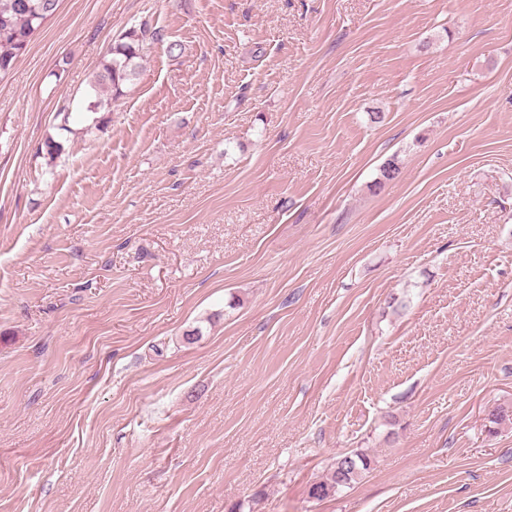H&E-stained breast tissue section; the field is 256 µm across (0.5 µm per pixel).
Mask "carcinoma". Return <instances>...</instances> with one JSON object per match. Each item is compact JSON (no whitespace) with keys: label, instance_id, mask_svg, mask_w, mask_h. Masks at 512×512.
<instances>
[{"label":"carcinoma","instance_id":"obj_1","mask_svg":"<svg viewBox=\"0 0 512 512\" xmlns=\"http://www.w3.org/2000/svg\"><path fill=\"white\" fill-rule=\"evenodd\" d=\"M60 0H0V76L8 74L27 50L33 36L41 28L36 14L54 15ZM159 39V32L143 22L124 32L100 61L89 80V93L94 96L91 108L112 109V102L124 95L139 73L140 60L146 46ZM368 467L365 456H339L323 481L309 489L310 497L323 500L338 488L354 482Z\"/></svg>","mask_w":512,"mask_h":512}]
</instances>
